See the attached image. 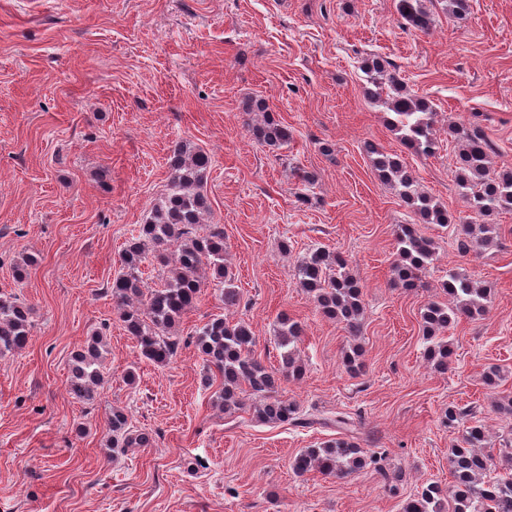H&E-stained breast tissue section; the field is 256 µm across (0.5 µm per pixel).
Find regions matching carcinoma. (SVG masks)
Masks as SVG:
<instances>
[{"instance_id": "1", "label": "carcinoma", "mask_w": 512, "mask_h": 512, "mask_svg": "<svg viewBox=\"0 0 512 512\" xmlns=\"http://www.w3.org/2000/svg\"><path fill=\"white\" fill-rule=\"evenodd\" d=\"M396 9L403 24L427 32L434 18L423 0H397ZM365 93L381 101L390 114L389 124L412 153L429 157L435 154V112L431 103L407 88L391 63L370 57L364 60ZM244 112L261 118L248 123L253 139L261 146L280 148L292 139L291 129L268 112L262 99H251ZM448 135L460 142L455 177L463 190L469 215L452 221L448 210L421 190L416 178L399 156L380 151L367 143L379 180L398 190L402 201L425 224L452 226L458 252L466 256L479 252L497 233L494 224L478 219L493 213L512 211V167L491 168L492 147L482 128L463 124L448 125ZM212 158L205 151L179 143L170 157L171 179L167 194L154 206L138 237L124 249L122 271L112 280L110 292L123 328L137 343L140 354L157 366H166L176 355L179 338L175 328L182 316L193 309L209 273L219 288L224 309L240 305L241 291L224 263V226L208 224L200 228L210 213L203 191ZM396 259L392 262V285L401 288L420 286L421 274L433 261L432 240L418 235L409 224L398 226ZM159 267L163 285L145 287L141 266ZM300 288L311 294L321 315L345 326L353 343L344 354L346 371L357 376L363 371V347L358 342L363 328L361 289L339 253L315 248L301 256L295 266ZM448 301H430L421 313L427 342L424 357L434 371H448L451 346L445 333L462 317L481 318L488 312V289L467 275L450 271L444 284ZM31 310L14 296L0 295V358L26 348L31 334ZM303 328L282 314L277 319L276 346L280 366L272 368L255 356V336L248 323L231 321L222 315L210 319L195 332L192 343L207 368V381L221 379L218 399L222 409H241L253 399V416L262 423H290L305 427L296 401L278 394L281 381H299L306 372L298 360L297 345ZM106 343L101 333L90 336L72 358L69 393L78 401L95 400L104 380ZM471 408L450 407L443 424L453 432L462 429L461 445L449 449L448 465L452 481L443 486L431 483L406 496L400 512H512V452L500 457L504 476L484 481L492 463L485 452L489 434L478 421L468 422ZM106 446L112 453L127 448H144L147 434L133 429L123 408H112L106 421ZM382 453L360 447L347 432L312 448H303L291 461L298 477L317 472L326 477L345 478L370 468L388 479Z\"/></svg>"}]
</instances>
